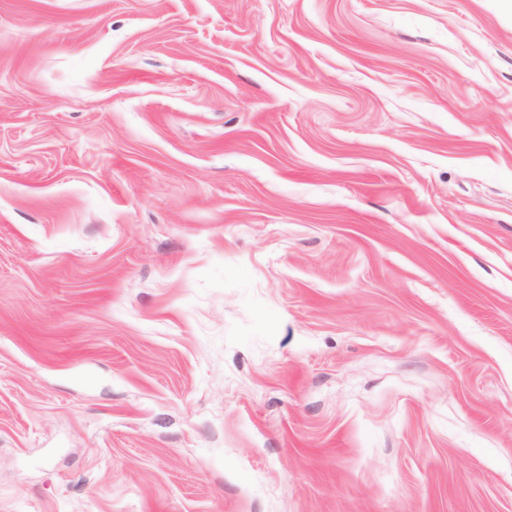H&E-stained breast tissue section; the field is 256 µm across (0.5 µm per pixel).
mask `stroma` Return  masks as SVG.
Wrapping results in <instances>:
<instances>
[{
	"instance_id": "obj_1",
	"label": "stroma",
	"mask_w": 512,
	"mask_h": 512,
	"mask_svg": "<svg viewBox=\"0 0 512 512\" xmlns=\"http://www.w3.org/2000/svg\"><path fill=\"white\" fill-rule=\"evenodd\" d=\"M0 512H512V0H0Z\"/></svg>"
}]
</instances>
